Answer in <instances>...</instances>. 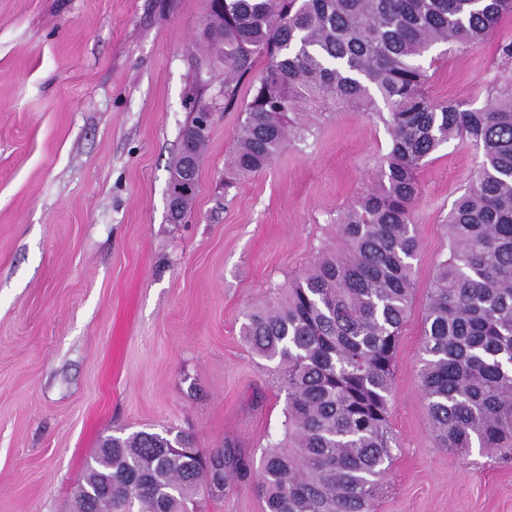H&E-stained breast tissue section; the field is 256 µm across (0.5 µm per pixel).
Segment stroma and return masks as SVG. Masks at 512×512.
Returning a JSON list of instances; mask_svg holds the SVG:
<instances>
[{
    "instance_id": "obj_1",
    "label": "stroma",
    "mask_w": 512,
    "mask_h": 512,
    "mask_svg": "<svg viewBox=\"0 0 512 512\" xmlns=\"http://www.w3.org/2000/svg\"><path fill=\"white\" fill-rule=\"evenodd\" d=\"M207 0H0V512H70L109 435L174 428L194 447L260 457L283 433L276 365L245 314L284 292L390 150L363 110L310 109L307 144L231 173L257 60L224 107L200 47ZM512 14L460 54L424 58L428 95L486 107L512 63ZM212 116L199 184L169 217L170 166L194 105ZM481 156L452 139L417 173L415 292L394 361L392 458L377 512H512V463L460 457L432 430L419 369L428 283L446 220ZM204 512H264L231 478Z\"/></svg>"
}]
</instances>
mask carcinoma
Returning <instances> with one entry per match:
<instances>
[{
  "instance_id": "obj_1",
  "label": "carcinoma",
  "mask_w": 512,
  "mask_h": 512,
  "mask_svg": "<svg viewBox=\"0 0 512 512\" xmlns=\"http://www.w3.org/2000/svg\"><path fill=\"white\" fill-rule=\"evenodd\" d=\"M512 0H209V58L247 75L262 57L232 165L264 170L309 129L288 113L311 103L371 111L391 149L375 186L336 217L342 247L320 249L276 301L245 314L243 336L277 364L286 393L283 438L261 458L265 512H375L391 459L389 397L400 333L414 294L419 247L417 172L449 140H470L482 161L446 226L449 257L427 289L419 377L443 447H478L512 460V86L484 110L432 100L421 59L489 39ZM200 158L208 129L184 128ZM198 164L170 172L181 219L198 190ZM250 461L205 456L190 436L138 431L105 439L81 479L102 492L96 512H188L243 479Z\"/></svg>"
}]
</instances>
